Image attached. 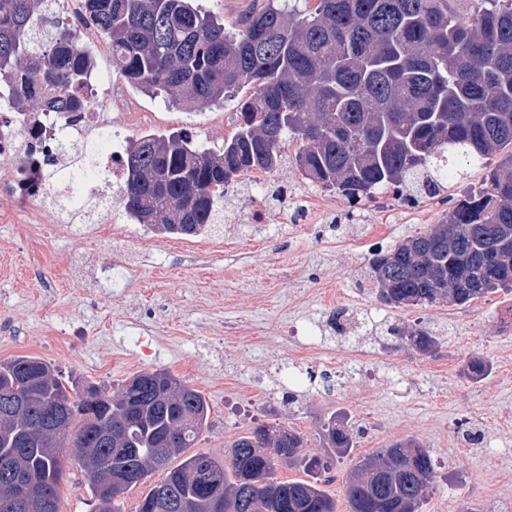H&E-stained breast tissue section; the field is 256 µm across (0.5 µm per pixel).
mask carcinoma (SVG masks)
I'll use <instances>...</instances> for the list:
<instances>
[{"label": "carcinoma", "mask_w": 512, "mask_h": 512, "mask_svg": "<svg viewBox=\"0 0 512 512\" xmlns=\"http://www.w3.org/2000/svg\"><path fill=\"white\" fill-rule=\"evenodd\" d=\"M48 0H0V85L17 108L78 112L93 62L61 19L36 29ZM259 0L233 31L197 0H82V18L106 37L112 62L148 93L191 109L219 105L243 86L238 121L213 150L187 132L132 139L121 164L122 208L159 234L195 236L224 223V190L243 170L271 174L296 144L301 175L353 204L381 188L400 199L435 197L469 162L498 156L478 187L451 199L441 221L367 259L370 290L395 308L464 305L512 290V0ZM42 40L40 53L31 50ZM387 333L422 353L439 340L417 328ZM491 371L473 358L478 383ZM97 401L98 423L82 411ZM198 389L165 370L141 371L117 394L61 379L46 360L0 364V512H59L69 465L83 471L95 512L150 473L164 477L140 500L179 512H336L324 489L335 460L351 456L352 425H321L329 456L303 438L257 426L229 457L186 454L210 418ZM83 449L64 453L55 434ZM179 463H174L175 459ZM279 466L304 478L281 481ZM127 478L121 490L113 481ZM436 479L433 451L410 439L357 459L349 512H419ZM31 485L18 499L12 484Z\"/></svg>", "instance_id": "obj_1"}]
</instances>
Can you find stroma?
<instances>
[{"instance_id": "35a3bbf8", "label": "stroma", "mask_w": 512, "mask_h": 512, "mask_svg": "<svg viewBox=\"0 0 512 512\" xmlns=\"http://www.w3.org/2000/svg\"><path fill=\"white\" fill-rule=\"evenodd\" d=\"M130 94L153 113L127 135L192 131L219 148L237 123V102L183 109L137 87ZM269 179L287 196L251 197L254 172H241L224 197L219 231L156 233L119 216L101 241L92 226L74 233L55 206L31 217L0 207V362L32 355L63 377L117 392L141 371L166 370L199 389L210 422L195 450L225 455L264 423L304 438L324 454L319 430L335 412L361 433L352 457L336 462L325 489L347 512L344 483L354 458L414 438L430 448L437 479L421 512H512V293L464 306L389 308L364 284L373 244L392 247L438 223L449 198L479 185L494 159L465 166L445 196L408 204L389 189L350 205L325 191L316 212L304 205L315 187L295 166L294 145ZM270 221L255 224L252 206ZM127 269L124 288L101 278ZM429 328L440 341L422 355L388 335L390 325ZM81 328L78 336L69 335ZM493 371L468 380L469 359ZM296 401H287V393Z\"/></svg>"}]
</instances>
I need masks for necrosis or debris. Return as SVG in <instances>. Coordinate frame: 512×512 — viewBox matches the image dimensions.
I'll use <instances>...</instances> for the list:
<instances>
[{
  "mask_svg": "<svg viewBox=\"0 0 512 512\" xmlns=\"http://www.w3.org/2000/svg\"><path fill=\"white\" fill-rule=\"evenodd\" d=\"M82 104L83 109L76 116L68 112H29L0 118V157L7 161L0 168V190L11 202L36 209L49 203L45 192L46 162L29 154L31 141L49 143L59 165L66 159V144L74 142L86 160L74 180L76 190L97 196L106 212H118L125 179L120 160L126 128L148 123L152 115L140 111L137 102L118 83L102 93L90 89Z\"/></svg>",
  "mask_w": 512,
  "mask_h": 512,
  "instance_id": "necrosis-or-debris-1",
  "label": "necrosis or debris"
}]
</instances>
